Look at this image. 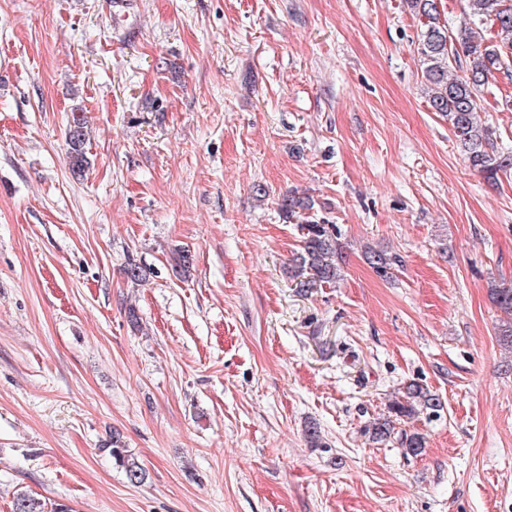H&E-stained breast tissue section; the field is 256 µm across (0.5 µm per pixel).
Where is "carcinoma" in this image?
<instances>
[{
    "label": "carcinoma",
    "instance_id": "carcinoma-1",
    "mask_svg": "<svg viewBox=\"0 0 512 512\" xmlns=\"http://www.w3.org/2000/svg\"><path fill=\"white\" fill-rule=\"evenodd\" d=\"M470 22L456 32L448 31L440 22L438 0H407L423 24L418 53L424 66L423 76L431 86L430 107L442 113L460 152L469 165L480 173L486 183L495 187L501 175L512 169V155L498 144L491 126L477 120L478 98L481 91L496 79L497 74L512 75V0H464ZM494 27L496 36L485 40L486 25ZM89 139L82 110L73 109L66 143L72 169L81 174L88 165L86 144ZM311 203L294 195L282 199L280 210L285 218L301 219L302 240L288 266V277L300 294L315 288L334 285L341 276L338 242L333 224H320L305 212ZM490 295L496 306L512 316V287L494 286ZM442 409L440 398L412 382L405 396L389 403L388 416L379 418L366 428L372 442L382 444L394 433V423L411 420L426 412L435 414ZM407 455H420L426 445L419 432H401L397 439ZM112 458L123 467L129 482L139 484L144 472L134 456L129 454L120 434L112 433L105 443Z\"/></svg>",
    "mask_w": 512,
    "mask_h": 512
}]
</instances>
